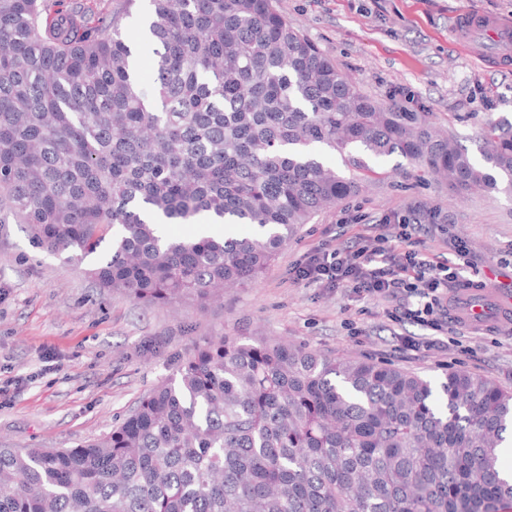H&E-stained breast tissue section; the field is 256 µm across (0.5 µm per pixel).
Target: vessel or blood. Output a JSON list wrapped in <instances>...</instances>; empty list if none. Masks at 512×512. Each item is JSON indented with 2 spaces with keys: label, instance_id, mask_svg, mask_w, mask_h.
Instances as JSON below:
<instances>
[{
  "label": "vessel or blood",
  "instance_id": "vessel-or-blood-1",
  "mask_svg": "<svg viewBox=\"0 0 512 512\" xmlns=\"http://www.w3.org/2000/svg\"><path fill=\"white\" fill-rule=\"evenodd\" d=\"M453 34L468 41L472 54L495 68L512 65V21L486 16L482 14L461 15L452 27ZM485 297L473 299L471 292H462V303L456 312L457 317L468 320H479L486 312L487 298L496 297L494 286H486Z\"/></svg>",
  "mask_w": 512,
  "mask_h": 512
}]
</instances>
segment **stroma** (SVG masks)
Returning <instances> with one entry per match:
<instances>
[{"label": "stroma", "instance_id": "1", "mask_svg": "<svg viewBox=\"0 0 512 512\" xmlns=\"http://www.w3.org/2000/svg\"><path fill=\"white\" fill-rule=\"evenodd\" d=\"M289 24L372 99L428 112L471 153L489 121L512 119V67L493 69L450 35L470 11L512 19V0H277ZM397 156L373 158L362 190L302 225L260 278L201 305L143 306L97 286L81 264L37 247L28 225L0 224V448H74L117 427L140 398L218 336L287 341L332 357L391 363L440 384L462 370L512 392V327L435 331L395 320V302L294 280L317 247L389 233L394 214L420 224L416 245L451 257L463 242L467 278L512 290V197L449 195L402 177ZM423 341L406 349L403 341Z\"/></svg>", "mask_w": 512, "mask_h": 512}]
</instances>
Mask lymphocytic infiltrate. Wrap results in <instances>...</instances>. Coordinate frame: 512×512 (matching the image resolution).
<instances>
[{
  "mask_svg": "<svg viewBox=\"0 0 512 512\" xmlns=\"http://www.w3.org/2000/svg\"><path fill=\"white\" fill-rule=\"evenodd\" d=\"M393 236L373 239L333 251H313L296 264L297 278L350 288L365 297L407 299L403 317L422 325L442 327L458 291L473 288L464 275L468 265L464 244L454 246L453 258L437 261L414 249L415 224L396 219Z\"/></svg>",
  "mask_w": 512,
  "mask_h": 512,
  "instance_id": "f902f5d3",
  "label": "lymphocytic infiltrate"
}]
</instances>
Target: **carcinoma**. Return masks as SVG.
<instances>
[{
    "label": "carcinoma",
    "mask_w": 512,
    "mask_h": 512,
    "mask_svg": "<svg viewBox=\"0 0 512 512\" xmlns=\"http://www.w3.org/2000/svg\"><path fill=\"white\" fill-rule=\"evenodd\" d=\"M0 0V223L146 305L253 284L370 157L453 193L512 196V122L477 161L429 113L381 104L274 0ZM154 44L150 88L137 69ZM339 155L346 177L321 153ZM267 236L172 238L205 213ZM512 392L465 371L440 389L398 367L221 336L110 433L0 448V512H512L498 448Z\"/></svg>",
    "instance_id": "obj_1"
}]
</instances>
